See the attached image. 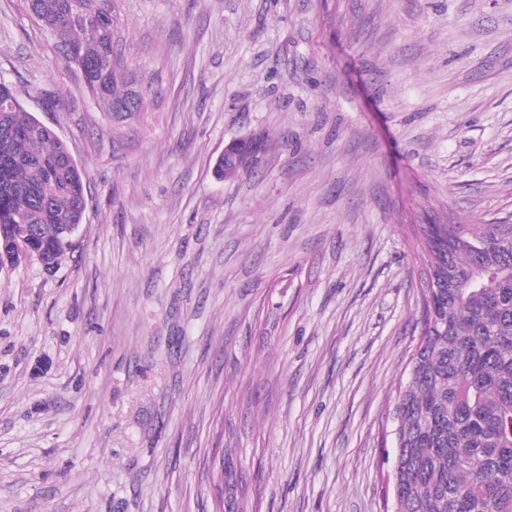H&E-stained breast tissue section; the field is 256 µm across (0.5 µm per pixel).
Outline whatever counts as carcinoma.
<instances>
[{
    "mask_svg": "<svg viewBox=\"0 0 512 512\" xmlns=\"http://www.w3.org/2000/svg\"><path fill=\"white\" fill-rule=\"evenodd\" d=\"M31 19L75 47L65 63L86 75L83 90L111 112L145 111V93L127 87L128 62L115 40L119 19L85 21L95 0H24ZM237 164L216 162L224 179L251 171L261 143L233 142ZM85 174L67 145L0 80V233L31 243L30 257L60 264L76 243ZM433 292H421V332L399 390L393 480L396 512H512V242L490 225L471 236L461 225L418 224ZM219 497L215 512H236Z\"/></svg>",
    "mask_w": 512,
    "mask_h": 512,
    "instance_id": "obj_1",
    "label": "carcinoma"
}]
</instances>
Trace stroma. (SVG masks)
<instances>
[{"instance_id":"35a3bbf8","label":"stroma","mask_w":512,"mask_h":512,"mask_svg":"<svg viewBox=\"0 0 512 512\" xmlns=\"http://www.w3.org/2000/svg\"><path fill=\"white\" fill-rule=\"evenodd\" d=\"M116 7L125 117L0 0V79L87 174L76 250L0 272V512H212L226 444L246 512H386L412 227L512 226V0ZM227 147L228 145L224 148V159L222 157L217 160L215 170L216 174L224 179L234 178L241 172L251 171L258 163V154L262 149L260 141L254 139L233 141L231 151L238 156V161L235 155L226 151ZM231 163H236V165L224 167L225 164Z\"/></svg>"}]
</instances>
